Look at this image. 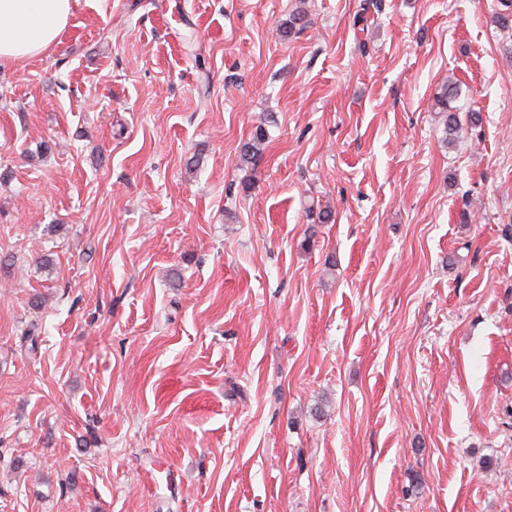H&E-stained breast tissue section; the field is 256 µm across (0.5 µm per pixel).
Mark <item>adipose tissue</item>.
Wrapping results in <instances>:
<instances>
[{
	"label": "adipose tissue",
	"mask_w": 512,
	"mask_h": 512,
	"mask_svg": "<svg viewBox=\"0 0 512 512\" xmlns=\"http://www.w3.org/2000/svg\"><path fill=\"white\" fill-rule=\"evenodd\" d=\"M77 0H0V65L29 59L55 46Z\"/></svg>",
	"instance_id": "obj_1"
}]
</instances>
